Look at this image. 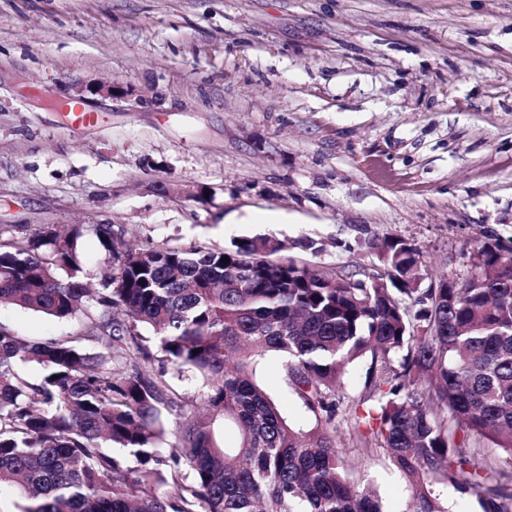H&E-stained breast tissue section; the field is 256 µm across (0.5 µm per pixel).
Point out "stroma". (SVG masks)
Listing matches in <instances>:
<instances>
[{
  "instance_id": "35a3bbf8",
  "label": "stroma",
  "mask_w": 512,
  "mask_h": 512,
  "mask_svg": "<svg viewBox=\"0 0 512 512\" xmlns=\"http://www.w3.org/2000/svg\"><path fill=\"white\" fill-rule=\"evenodd\" d=\"M43 224L82 226L91 275L108 224L143 246L273 237L357 275L377 269L360 241L399 237L426 283L465 278L475 242L512 246V0H0V228ZM0 322L78 327L11 305ZM369 366L347 370L336 442L405 512L411 487L353 419ZM255 379L314 428L276 356Z\"/></svg>"
}]
</instances>
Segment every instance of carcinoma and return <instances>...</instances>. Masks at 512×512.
Instances as JSON below:
<instances>
[{
	"label": "carcinoma",
	"mask_w": 512,
	"mask_h": 512,
	"mask_svg": "<svg viewBox=\"0 0 512 512\" xmlns=\"http://www.w3.org/2000/svg\"><path fill=\"white\" fill-rule=\"evenodd\" d=\"M82 231L0 234V303L80 317L75 335L29 341L0 323V488L14 512H384L333 438L345 368L366 355L357 422L411 485L408 512H446L448 485L480 512H512L496 477L512 470V247L479 244L476 275L422 289L420 250L398 237L359 243L385 270L360 279L271 261L297 244L268 237L137 247L98 224L90 288ZM149 341L162 364L203 380L205 413L153 373ZM269 353L311 431L255 382ZM154 485L166 491L145 492Z\"/></svg>",
	"instance_id": "carcinoma-1"
}]
</instances>
